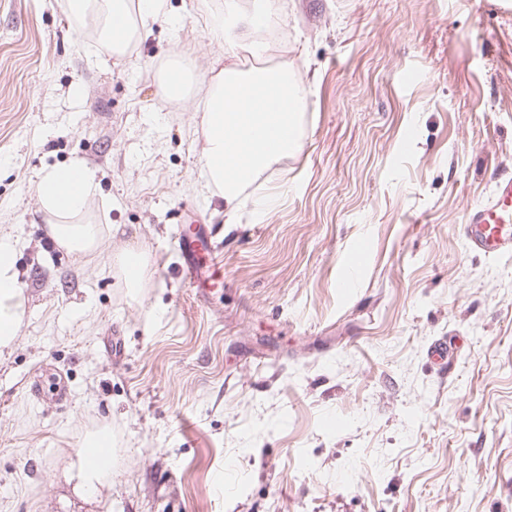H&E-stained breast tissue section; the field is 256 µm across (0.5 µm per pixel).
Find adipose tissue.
Listing matches in <instances>:
<instances>
[{
	"mask_svg": "<svg viewBox=\"0 0 512 512\" xmlns=\"http://www.w3.org/2000/svg\"><path fill=\"white\" fill-rule=\"evenodd\" d=\"M71 14L92 15L100 36L116 56L147 38L145 19L168 17L166 0H62ZM269 15V0H226L222 13L212 15L208 35L221 46L223 69L201 78L171 62L159 86L165 98H185L198 88L202 100L203 141L198 184L203 192L224 202V221L233 223L245 188L262 173L301 147L299 127L305 92L294 74L282 66L239 68L232 59L240 46L254 54L265 50L256 33ZM95 173L84 164L46 170L37 186L41 211L52 240L77 254L100 252L105 240L99 225L86 221L88 201L95 189ZM25 313V298L17 282L15 249L0 239V351L11 348ZM110 444L107 432L92 434L79 453L78 485L96 494L110 472L92 464L93 454Z\"/></svg>",
	"mask_w": 512,
	"mask_h": 512,
	"instance_id": "adipose-tissue-1",
	"label": "adipose tissue"
}]
</instances>
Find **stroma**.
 <instances>
[{"label": "stroma", "mask_w": 512, "mask_h": 512, "mask_svg": "<svg viewBox=\"0 0 512 512\" xmlns=\"http://www.w3.org/2000/svg\"><path fill=\"white\" fill-rule=\"evenodd\" d=\"M221 2L167 0L119 60L58 0H0V238L26 298L0 352V512H512V254L463 232L512 175V0H273L302 149L233 224L196 184V99L158 93L174 53L209 69ZM75 160L92 255L45 246L39 177ZM194 222L224 264L206 299L175 240ZM124 246L150 257L134 296ZM55 373L62 409L29 395ZM102 429L89 497L78 452ZM109 445V434L106 431H99L88 438L84 448L79 452L78 485L82 491L89 495L96 494L105 480L111 476V472L105 466H95L89 458L93 454H100L102 449Z\"/></svg>", "instance_id": "obj_1"}]
</instances>
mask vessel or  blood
I'll return each mask as SVG.
<instances>
[{
    "instance_id": "vessel-or-blood-1",
    "label": "vessel or blood",
    "mask_w": 512,
    "mask_h": 512,
    "mask_svg": "<svg viewBox=\"0 0 512 512\" xmlns=\"http://www.w3.org/2000/svg\"><path fill=\"white\" fill-rule=\"evenodd\" d=\"M464 234L470 248L485 255L512 252V176L495 178L491 196L468 211ZM179 243L185 254L183 274L197 294L206 296L223 289L224 279L216 274L220 256L206 225L181 229Z\"/></svg>"
}]
</instances>
